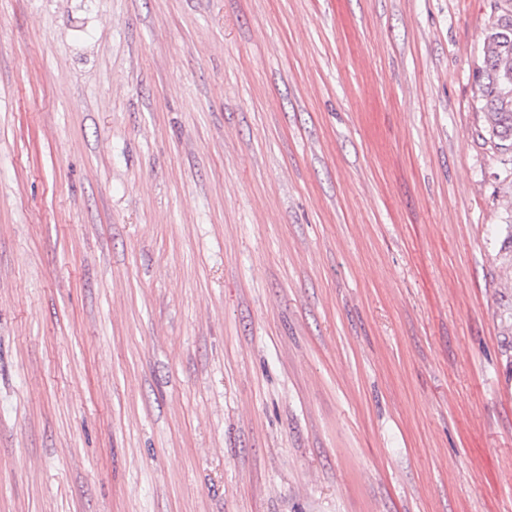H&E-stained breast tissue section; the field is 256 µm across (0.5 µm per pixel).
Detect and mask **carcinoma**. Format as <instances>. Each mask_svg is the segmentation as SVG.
Wrapping results in <instances>:
<instances>
[{"instance_id":"carcinoma-1","label":"carcinoma","mask_w":512,"mask_h":512,"mask_svg":"<svg viewBox=\"0 0 512 512\" xmlns=\"http://www.w3.org/2000/svg\"><path fill=\"white\" fill-rule=\"evenodd\" d=\"M487 33L482 61L474 71L480 111L487 122L489 139L500 149L512 151V97L501 99L503 84L512 85V0Z\"/></svg>"}]
</instances>
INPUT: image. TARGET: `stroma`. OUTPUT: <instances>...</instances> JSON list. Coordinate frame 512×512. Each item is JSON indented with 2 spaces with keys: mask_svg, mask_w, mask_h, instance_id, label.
Instances as JSON below:
<instances>
[{
  "mask_svg": "<svg viewBox=\"0 0 512 512\" xmlns=\"http://www.w3.org/2000/svg\"><path fill=\"white\" fill-rule=\"evenodd\" d=\"M497 0H0V512H512ZM487 33L482 61L474 71L479 90L480 111L487 122L486 132L497 148L512 151V97L501 99L503 84L512 87V1Z\"/></svg>",
  "mask_w": 512,
  "mask_h": 512,
  "instance_id": "1",
  "label": "stroma"
}]
</instances>
